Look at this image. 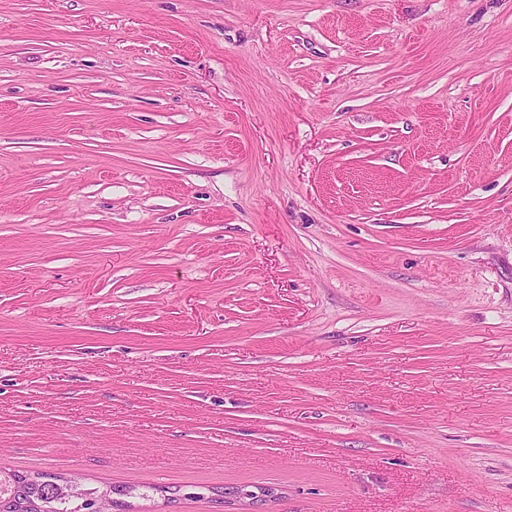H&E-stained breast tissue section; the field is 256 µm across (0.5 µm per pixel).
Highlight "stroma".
<instances>
[{"label":"stroma","instance_id":"obj_1","mask_svg":"<svg viewBox=\"0 0 512 512\" xmlns=\"http://www.w3.org/2000/svg\"><path fill=\"white\" fill-rule=\"evenodd\" d=\"M0 468L512 512V0H0Z\"/></svg>","mask_w":512,"mask_h":512}]
</instances>
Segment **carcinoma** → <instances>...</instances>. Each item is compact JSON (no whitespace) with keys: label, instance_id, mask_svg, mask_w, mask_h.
I'll return each instance as SVG.
<instances>
[{"label":"carcinoma","instance_id":"cac0c4a2","mask_svg":"<svg viewBox=\"0 0 512 512\" xmlns=\"http://www.w3.org/2000/svg\"><path fill=\"white\" fill-rule=\"evenodd\" d=\"M58 477L48 473L34 476L20 471L0 470V512H93L95 491H87L77 504L56 495Z\"/></svg>","mask_w":512,"mask_h":512}]
</instances>
